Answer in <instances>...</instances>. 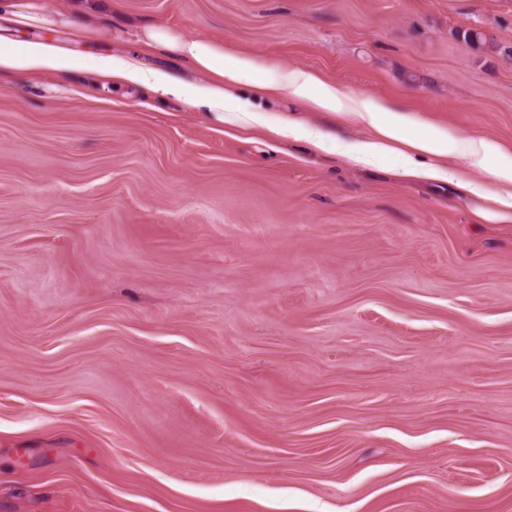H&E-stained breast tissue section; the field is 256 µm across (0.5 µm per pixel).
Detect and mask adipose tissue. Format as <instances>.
Segmentation results:
<instances>
[{
	"label": "adipose tissue",
	"mask_w": 512,
	"mask_h": 512,
	"mask_svg": "<svg viewBox=\"0 0 512 512\" xmlns=\"http://www.w3.org/2000/svg\"><path fill=\"white\" fill-rule=\"evenodd\" d=\"M147 44L166 51L179 53L191 66L209 71L210 84L199 87H177L163 72L144 69L134 61L106 58L97 64L99 72L112 75L120 81L141 84L154 93L183 96L196 106H204L212 112H237L247 121L262 124L263 116L246 102L238 99L234 86L249 83L263 91H283L289 99L300 104L302 110L343 112L371 127L373 138L352 145L341 146V153L358 163H370L390 152L392 144H404L400 169L404 174L426 178H457L469 193L488 198V208L480 210L485 220L503 219L505 211H512V151L505 149L497 140L470 137L452 129L426 128L418 136H409L411 121L400 112L389 109L373 97L349 98L335 84L324 81L311 69L289 70L271 73L258 61L227 50L223 42L204 37H183L160 28L147 29ZM74 59L52 56L40 46L31 44L25 49L14 50L0 45V70H66L77 67ZM437 158L465 160L467 170L461 174L439 166L419 164L416 154ZM481 172V179H471V172ZM498 185L495 194H488L485 179Z\"/></svg>",
	"instance_id": "1"
}]
</instances>
